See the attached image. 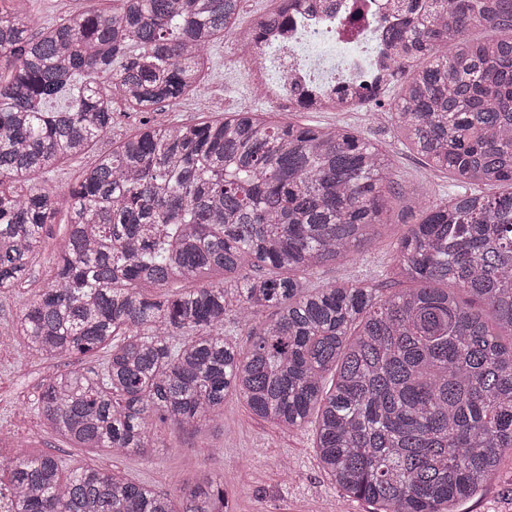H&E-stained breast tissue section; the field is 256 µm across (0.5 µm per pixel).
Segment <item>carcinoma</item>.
Here are the masks:
<instances>
[{"label": "carcinoma", "instance_id": "obj_1", "mask_svg": "<svg viewBox=\"0 0 512 512\" xmlns=\"http://www.w3.org/2000/svg\"><path fill=\"white\" fill-rule=\"evenodd\" d=\"M242 0H113L31 26L0 0V292L16 288L55 218L37 181L112 130L201 91L207 51ZM258 23L285 26L303 0ZM382 86L434 170L492 195L419 206L396 243L411 288L308 277L371 239L399 199L390 157L345 126L243 108L142 123L83 170L53 277L17 323L39 358L104 352L54 373L38 411L74 448H150L161 425L215 423L230 393L290 432L314 424L323 470L373 512H457L512 454V0H397ZM476 24L503 32L474 42ZM429 60L424 67L419 59ZM179 289L161 300L144 288ZM231 307L254 316L244 348ZM0 476L8 512H230L224 478L163 492L51 453ZM272 313L273 310L271 309L265 310L256 320L245 321L239 314V311L230 309L227 315L224 316V334L229 336L239 346L245 347L249 340L247 334L250 328L255 325V322L271 317Z\"/></svg>", "mask_w": 512, "mask_h": 512}]
</instances>
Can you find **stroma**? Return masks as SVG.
I'll list each match as a JSON object with an SVG mask.
<instances>
[{
  "mask_svg": "<svg viewBox=\"0 0 512 512\" xmlns=\"http://www.w3.org/2000/svg\"><path fill=\"white\" fill-rule=\"evenodd\" d=\"M232 39V34H225L223 41L211 48L210 77L200 93L155 112L115 114L110 139L45 174V184L55 201L54 222L45 228L40 256L27 283L0 294V431L11 435L10 447L0 450V456L8 459L50 452L61 458L65 471L104 468L175 495L181 487L220 475L232 512H371L367 503L344 495L328 479L313 446V426L283 432L274 423L253 416L234 395L227 397L219 425L196 430L165 426L157 431L153 447L117 457L103 448L71 447L52 433L36 408L40 388L53 373L68 366L86 370L97 364L93 355L71 361L35 360L28 356L14 330L25 301L49 276V258L71 220L72 184L101 152L111 150L113 141L130 134L141 120L162 125L198 122L210 116L216 96L232 108L275 111V104L252 95ZM400 89V82H393L360 112L305 111L296 119L312 126L354 129L390 155L396 178L408 194L433 204L449 200L461 192L460 181L431 171L422 157L404 144L390 120L389 112ZM400 207L401 216L392 218L380 235L356 247L349 260L318 269L314 283L348 279L389 291L395 245L416 218L408 202H401ZM460 510L512 512V456L501 459L495 478L463 502Z\"/></svg>",
  "mask_w": 512,
  "mask_h": 512,
  "instance_id": "1",
  "label": "stroma"
}]
</instances>
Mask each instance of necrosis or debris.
<instances>
[{
  "label": "necrosis or debris",
  "instance_id": "4bbe7bcc",
  "mask_svg": "<svg viewBox=\"0 0 512 512\" xmlns=\"http://www.w3.org/2000/svg\"><path fill=\"white\" fill-rule=\"evenodd\" d=\"M351 0H336V9H299L288 29L267 28L261 34V62L267 73L259 88L269 102L295 103L305 98L323 104L342 88L371 85L381 74L387 50L385 22L392 0H370L362 16L350 10Z\"/></svg>",
  "mask_w": 512,
  "mask_h": 512
}]
</instances>
